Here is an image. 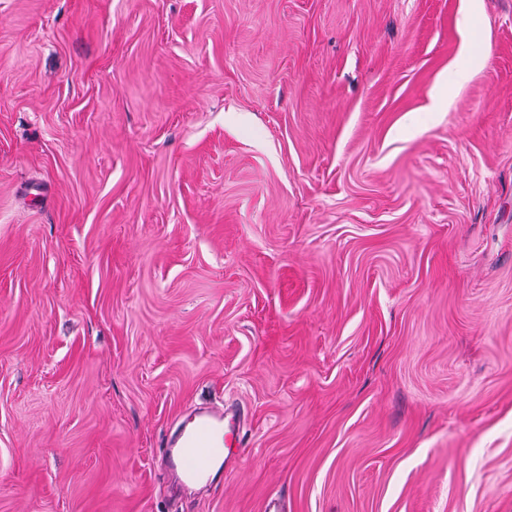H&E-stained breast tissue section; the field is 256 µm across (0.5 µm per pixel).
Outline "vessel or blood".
Masks as SVG:
<instances>
[{
	"label": "vessel or blood",
	"mask_w": 512,
	"mask_h": 512,
	"mask_svg": "<svg viewBox=\"0 0 512 512\" xmlns=\"http://www.w3.org/2000/svg\"><path fill=\"white\" fill-rule=\"evenodd\" d=\"M241 414L223 418L219 413H203L192 427L174 442L169 462L172 471L188 480L205 478L213 464L231 458L233 449L241 442L238 432Z\"/></svg>",
	"instance_id": "obj_1"
}]
</instances>
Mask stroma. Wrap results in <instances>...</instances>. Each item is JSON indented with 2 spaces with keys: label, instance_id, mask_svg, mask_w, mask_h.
I'll list each match as a JSON object with an SVG mask.
<instances>
[{
  "label": "stroma",
  "instance_id": "obj_1",
  "mask_svg": "<svg viewBox=\"0 0 512 512\" xmlns=\"http://www.w3.org/2000/svg\"><path fill=\"white\" fill-rule=\"evenodd\" d=\"M271 498L512 512V0H0V512ZM241 424L240 409L230 418H227L225 411L224 421L223 414L201 413L192 427L172 444L170 469L187 480L205 478L217 460L224 457V461H227L231 458L234 446L242 448Z\"/></svg>",
  "mask_w": 512,
  "mask_h": 512
}]
</instances>
